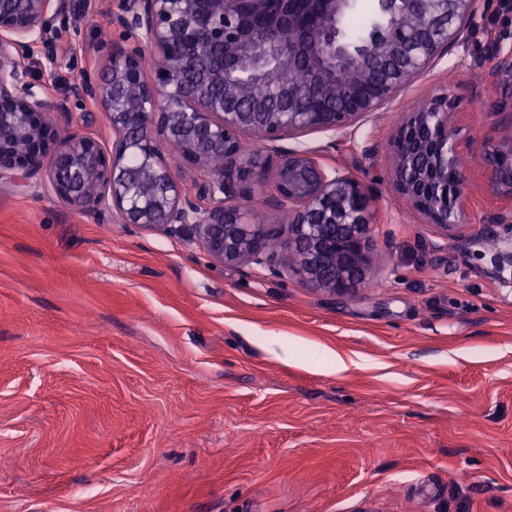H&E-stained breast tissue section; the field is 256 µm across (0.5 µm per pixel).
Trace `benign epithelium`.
Masks as SVG:
<instances>
[{
	"label": "benign epithelium",
	"instance_id": "1",
	"mask_svg": "<svg viewBox=\"0 0 512 512\" xmlns=\"http://www.w3.org/2000/svg\"><path fill=\"white\" fill-rule=\"evenodd\" d=\"M480 0H379L383 21L364 35L343 28L352 0H307L321 17L306 27L298 0H278L272 28L247 30L240 0H119L110 24L121 32L103 76L84 71L69 93L51 99L33 67L52 68V50L34 57L52 21L66 26L94 0H0V177L47 188L74 209L114 224L191 230L218 262L272 269L266 232L248 221L250 203L283 212L276 228L287 250L283 267L318 289L343 296L365 283L371 213L366 186L351 175L330 173L315 153L278 151L258 161L245 137L262 144L296 139L314 130L348 135L366 114L408 89L437 60L467 41ZM418 15L423 27L412 30ZM293 27L290 47L279 32ZM155 57L154 75L140 68ZM351 68L377 85L376 95L345 108L309 112L312 86L292 79L298 68L317 74ZM512 58L485 72L497 92L489 104L499 123L512 126ZM93 104L112 125V149L93 136L63 128L50 113ZM456 98L442 92L408 110L393 133L391 178L395 190L435 228L443 241L465 250L492 238L491 274L512 281V207L465 222L463 156L451 117ZM177 142L185 164L202 180L185 188L157 142ZM224 155L215 168L211 156ZM482 160L494 188L512 200V139L485 149ZM456 179L448 184V169Z\"/></svg>",
	"mask_w": 512,
	"mask_h": 512
}]
</instances>
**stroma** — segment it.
Instances as JSON below:
<instances>
[{
    "label": "stroma",
    "mask_w": 512,
    "mask_h": 512,
    "mask_svg": "<svg viewBox=\"0 0 512 512\" xmlns=\"http://www.w3.org/2000/svg\"><path fill=\"white\" fill-rule=\"evenodd\" d=\"M118 3L70 17L76 49L48 32L50 97L107 71ZM510 55L505 0L351 135L294 140L371 196L377 271L343 297L0 179V512H512V289L495 244L440 248L388 173L404 112L446 91L468 222L506 206L481 152L506 133L484 71ZM61 123L112 143L102 110Z\"/></svg>",
    "instance_id": "stroma-1"
}]
</instances>
